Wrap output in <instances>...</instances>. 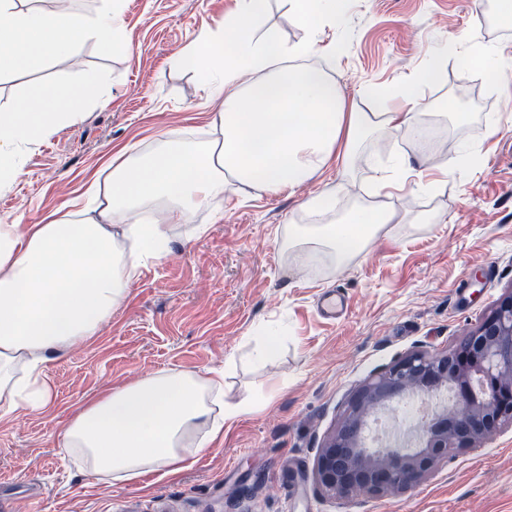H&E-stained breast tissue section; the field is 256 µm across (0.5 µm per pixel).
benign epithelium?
<instances>
[{
    "mask_svg": "<svg viewBox=\"0 0 512 512\" xmlns=\"http://www.w3.org/2000/svg\"><path fill=\"white\" fill-rule=\"evenodd\" d=\"M450 391L453 406L426 415L411 448L368 443L370 419L414 396L423 402ZM512 425V291L457 345L412 350L373 374L347 401L341 421L321 447L315 480L349 499L410 491L448 452L483 448Z\"/></svg>",
    "mask_w": 512,
    "mask_h": 512,
    "instance_id": "1",
    "label": "benign epithelium"
}]
</instances>
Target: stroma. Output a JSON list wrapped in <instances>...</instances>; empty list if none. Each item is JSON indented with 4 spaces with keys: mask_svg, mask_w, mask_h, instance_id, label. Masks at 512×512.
<instances>
[{
    "mask_svg": "<svg viewBox=\"0 0 512 512\" xmlns=\"http://www.w3.org/2000/svg\"><path fill=\"white\" fill-rule=\"evenodd\" d=\"M236 9V0H126L131 55L80 38L67 60L0 75L7 106L90 72L109 80L77 121L22 150L17 176L0 179V224L68 210L111 173L113 157L142 156L161 134L208 133L224 101L174 60L199 35L223 30ZM261 28L286 45L308 36L288 0H265ZM316 39L311 63L325 66L356 112L372 111L375 95L394 93L454 44L446 79L417 88L418 109L453 113L465 100L474 114L437 126L426 147L378 131L349 169L330 165L288 193L227 184L223 198L176 225L168 254L142 268L96 336L48 363V408L0 415V486L27 480L40 491L12 512H512L508 426L486 447L449 453L406 493L346 502L314 481L320 448L355 389L410 350L456 345L512 291V37L487 30L475 0H347ZM477 46L494 53L497 68L458 67ZM464 143L478 156L443 191L375 194L391 154L408 155L427 181ZM336 187L337 218L391 202L401 223L341 271L319 261L290 266L279 250L286 226L310 223L306 202ZM272 336L273 354L257 359ZM211 369L224 373L225 401L245 408L225 423L221 444L182 470L114 484L64 454L72 416L103 391L162 370Z\"/></svg>",
    "mask_w": 512,
    "mask_h": 512,
    "instance_id": "35a3bbf8",
    "label": "stroma"
}]
</instances>
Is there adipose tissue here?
<instances>
[{"mask_svg":"<svg viewBox=\"0 0 512 512\" xmlns=\"http://www.w3.org/2000/svg\"><path fill=\"white\" fill-rule=\"evenodd\" d=\"M123 0H102L95 17L71 7L47 13L39 0H0V73L69 57L75 38L124 49ZM264 0H238L220 35L204 34L175 58L197 72L207 93L223 95L214 136L161 138L146 157L112 166L104 192L36 224H0V411L44 409L51 396L45 369L51 355L89 341L127 298L147 259L167 253L172 224L223 196L228 181L270 195L300 186L332 161L349 162L357 145L383 129L425 142L430 128L414 113L407 90L383 98L377 112H350L334 79L307 64L313 39L282 47L260 29ZM233 35L234 49L224 38ZM99 74L78 86L36 88L0 107V176L17 173L20 144L74 120ZM162 207L165 222L144 220ZM314 221L288 227V252L301 265L327 258L343 268L369 241L390 231L396 208H357L333 222L336 192L307 203ZM224 401V374L168 370L102 393L71 420L63 448L95 475L128 483L145 472L179 471L192 454L224 436L241 412Z\"/></svg>","mask_w":512,"mask_h":512,"instance_id":"adipose-tissue-1","label":"adipose tissue"}]
</instances>
